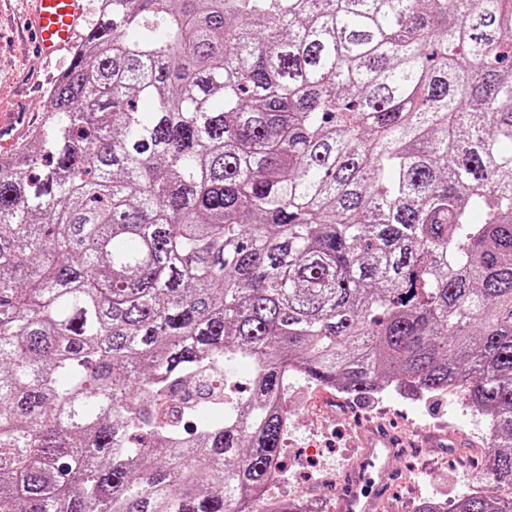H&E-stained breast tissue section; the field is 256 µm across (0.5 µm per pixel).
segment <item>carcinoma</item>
I'll return each instance as SVG.
<instances>
[{
    "mask_svg": "<svg viewBox=\"0 0 512 512\" xmlns=\"http://www.w3.org/2000/svg\"><path fill=\"white\" fill-rule=\"evenodd\" d=\"M50 95L0 157V512H253L294 366L456 385L490 484L417 512H512V0H100Z\"/></svg>",
    "mask_w": 512,
    "mask_h": 512,
    "instance_id": "carcinoma-1",
    "label": "carcinoma"
}]
</instances>
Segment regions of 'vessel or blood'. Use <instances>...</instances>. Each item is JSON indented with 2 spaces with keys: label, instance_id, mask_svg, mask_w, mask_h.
I'll list each match as a JSON object with an SVG mask.
<instances>
[{
  "label": "vessel or blood",
  "instance_id": "b4317fda",
  "mask_svg": "<svg viewBox=\"0 0 512 512\" xmlns=\"http://www.w3.org/2000/svg\"><path fill=\"white\" fill-rule=\"evenodd\" d=\"M29 18L39 51L50 57L69 46L85 23L82 0H33ZM402 437L380 426L360 436L359 460L336 492L335 512H378L386 495L389 463Z\"/></svg>",
  "mask_w": 512,
  "mask_h": 512
}]
</instances>
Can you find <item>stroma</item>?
<instances>
[{
	"label": "stroma",
	"instance_id": "35a3bbf8",
	"mask_svg": "<svg viewBox=\"0 0 512 512\" xmlns=\"http://www.w3.org/2000/svg\"><path fill=\"white\" fill-rule=\"evenodd\" d=\"M31 0H0V111L26 103L29 125L45 122L51 110L49 91L69 63L70 52L47 59L36 50L26 22ZM285 435L287 473L273 491L304 504L334 503L336 490L313 478V471L343 472L356 458L352 433L359 425L382 422L408 438L427 431H461L467 442L451 448L407 452L390 465L395 478L388 512H413L421 498L453 500L472 473L480 471L488 451L484 419L448 394L428 399L393 392L339 398L335 390L304 380L288 390Z\"/></svg>",
	"mask_w": 512,
	"mask_h": 512
}]
</instances>
